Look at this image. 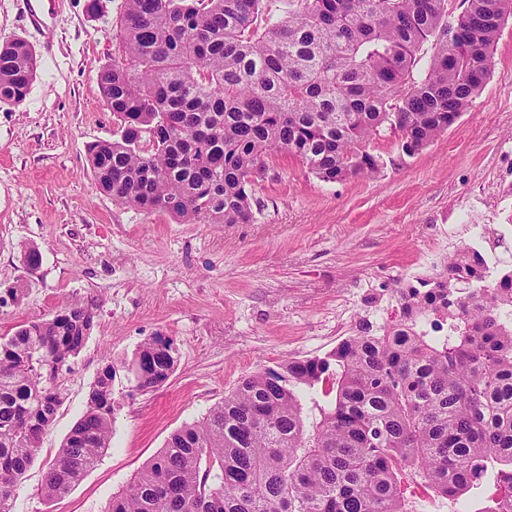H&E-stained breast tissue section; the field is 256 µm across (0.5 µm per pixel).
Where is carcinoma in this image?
I'll return each instance as SVG.
<instances>
[{
    "instance_id": "carcinoma-1",
    "label": "carcinoma",
    "mask_w": 512,
    "mask_h": 512,
    "mask_svg": "<svg viewBox=\"0 0 512 512\" xmlns=\"http://www.w3.org/2000/svg\"><path fill=\"white\" fill-rule=\"evenodd\" d=\"M126 0L121 54L100 75L116 121L89 145L98 190L183 224H248L252 187L277 155L323 181L372 178L371 144L400 133L411 156L480 93L512 0ZM431 43L425 73L416 53ZM37 70L24 41L0 44V104L22 102ZM463 244L444 272L397 290L392 324L363 318L323 356L242 378L173 432L112 495L107 512H421L411 478L458 512L494 475L483 512H512V267ZM95 311L75 302L0 337V512L63 402L48 376L78 354ZM173 342L146 339L127 363L138 390L163 386ZM105 366L50 463L42 497L66 498L112 441Z\"/></svg>"
}]
</instances>
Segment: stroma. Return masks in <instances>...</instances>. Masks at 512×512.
<instances>
[{"label": "stroma", "mask_w": 512, "mask_h": 512, "mask_svg": "<svg viewBox=\"0 0 512 512\" xmlns=\"http://www.w3.org/2000/svg\"><path fill=\"white\" fill-rule=\"evenodd\" d=\"M0 0V42L33 44L26 99L0 106V336L75 301L97 319L64 381L63 403L13 512H105L114 493L184 424L238 380L287 358L324 355L355 335L368 308L398 307L396 288L425 267L447 233L512 220V18L490 77L448 131L408 156L376 141L374 178L324 182L280 156L253 189L249 224H180L112 201L94 185L86 146L110 138L99 74L117 58L125 0ZM37 247L29 270L22 249ZM152 336L173 341L174 373L135 390L123 366ZM114 365L112 443L62 502L38 494L49 464Z\"/></svg>", "instance_id": "obj_1"}]
</instances>
